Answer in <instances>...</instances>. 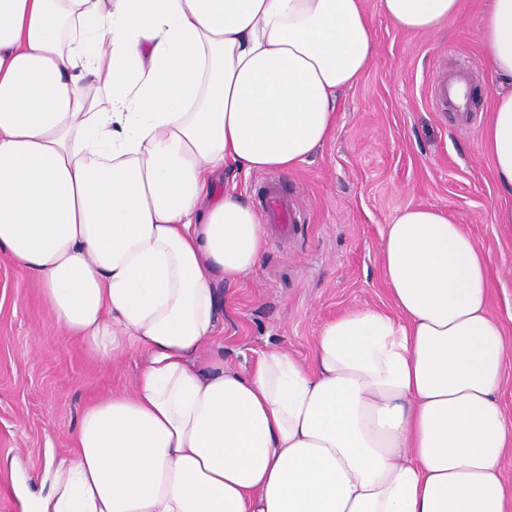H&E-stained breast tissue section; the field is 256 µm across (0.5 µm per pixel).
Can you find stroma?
Instances as JSON below:
<instances>
[{
  "label": "stroma",
  "mask_w": 512,
  "mask_h": 512,
  "mask_svg": "<svg viewBox=\"0 0 512 512\" xmlns=\"http://www.w3.org/2000/svg\"><path fill=\"white\" fill-rule=\"evenodd\" d=\"M489 5L463 0L459 19L421 34L391 24L380 0H365L372 66L338 93L334 135L298 169L275 176L299 211L291 236L269 228L255 270L219 287L225 366L250 368L274 345L310 358L325 321L357 305L390 308L382 232L408 206L448 212L487 252L490 310L512 342V227L494 220L501 191L480 137L493 104L478 39ZM448 78L466 79L465 110L436 102ZM137 365L130 355L90 363L54 326L30 274L0 253V478L47 491L45 449L68 455L87 405L130 387Z\"/></svg>",
  "instance_id": "1"
}]
</instances>
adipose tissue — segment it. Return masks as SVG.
Returning a JSON list of instances; mask_svg holds the SVG:
<instances>
[{"mask_svg":"<svg viewBox=\"0 0 512 512\" xmlns=\"http://www.w3.org/2000/svg\"><path fill=\"white\" fill-rule=\"evenodd\" d=\"M381 8L432 34L462 0ZM479 42L510 85L481 138L512 193V0H492ZM374 56L363 0H0V253L91 360L139 356L68 456L46 452L33 512H512V343L487 255L445 211L391 218V309L325 322L309 361L205 354L217 281L251 273L267 231L218 191L225 164L307 161Z\"/></svg>","mask_w":512,"mask_h":512,"instance_id":"obj_1","label":"adipose tissue"}]
</instances>
